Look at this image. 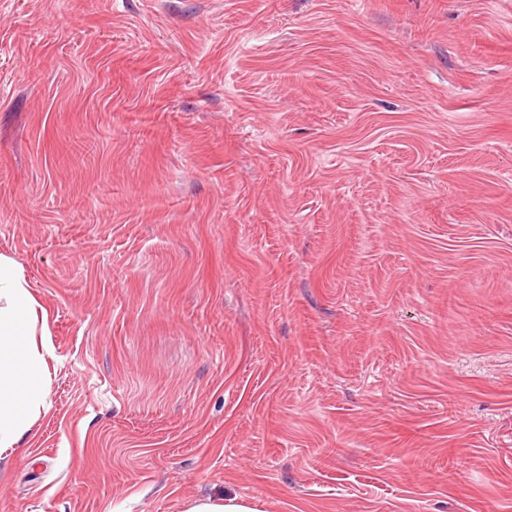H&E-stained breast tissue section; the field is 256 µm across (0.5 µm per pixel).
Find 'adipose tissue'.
<instances>
[{
    "label": "adipose tissue",
    "mask_w": 512,
    "mask_h": 512,
    "mask_svg": "<svg viewBox=\"0 0 512 512\" xmlns=\"http://www.w3.org/2000/svg\"><path fill=\"white\" fill-rule=\"evenodd\" d=\"M47 313L22 270L0 256V457L17 456L45 403Z\"/></svg>",
    "instance_id": "obj_1"
}]
</instances>
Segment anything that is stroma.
Wrapping results in <instances>:
<instances>
[{
  "instance_id": "1",
  "label": "stroma",
  "mask_w": 512,
  "mask_h": 512,
  "mask_svg": "<svg viewBox=\"0 0 512 512\" xmlns=\"http://www.w3.org/2000/svg\"><path fill=\"white\" fill-rule=\"evenodd\" d=\"M0 255V512H512V0H0ZM49 350L47 313L22 270L0 256V457L20 444L45 403ZM185 512H258L251 504L239 499L207 498L193 502Z\"/></svg>"
}]
</instances>
